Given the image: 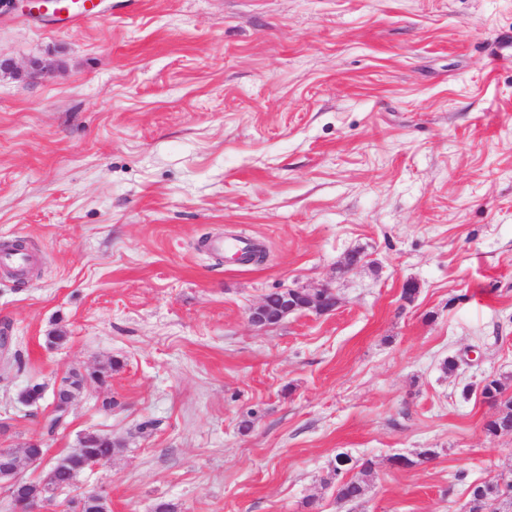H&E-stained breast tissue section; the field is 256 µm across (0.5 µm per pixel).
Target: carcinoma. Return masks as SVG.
<instances>
[{
    "instance_id": "obj_1",
    "label": "carcinoma",
    "mask_w": 512,
    "mask_h": 512,
    "mask_svg": "<svg viewBox=\"0 0 512 512\" xmlns=\"http://www.w3.org/2000/svg\"><path fill=\"white\" fill-rule=\"evenodd\" d=\"M105 373L92 371L86 374H69L73 392L80 391L90 380H103ZM481 395L485 401L496 407V413L485 423V432L490 436L498 434L504 423L512 424V396L505 395V386L499 379H492L482 386ZM69 406L60 402L53 408V413L46 422V429L53 432L68 423ZM116 451L112 439L97 433H87L80 439V450L63 458V464L52 470L51 474L40 481L22 480L13 486L14 475L8 471L0 474V481L14 488L11 500L20 512L37 501L42 500L49 492L69 486L76 473L87 467L92 459L110 460ZM350 467L345 466L335 472L336 498L345 502H356L365 493V481L348 476ZM493 497L504 499L506 505L512 507V484L502 488L498 481L489 479L470 486L469 512H485L487 500Z\"/></svg>"
}]
</instances>
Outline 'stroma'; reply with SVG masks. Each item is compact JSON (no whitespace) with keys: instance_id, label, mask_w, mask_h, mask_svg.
I'll return each mask as SVG.
<instances>
[{"instance_id":"35a3bbf8","label":"stroma","mask_w":512,"mask_h":512,"mask_svg":"<svg viewBox=\"0 0 512 512\" xmlns=\"http://www.w3.org/2000/svg\"><path fill=\"white\" fill-rule=\"evenodd\" d=\"M0 57V243L38 258L0 271V448L118 446L45 512H467L471 483L512 480L480 390L512 394V0L1 6ZM321 286L332 313L247 321ZM74 368L107 375L47 434ZM340 455L373 462L359 501ZM57 6L73 22L94 18L99 13V2L94 0H58ZM345 457V465L339 470L336 469L334 475L336 480V497L340 501L345 502H356L362 499L365 493V481L360 478L347 477L348 471L350 470L349 461L350 459Z\"/></svg>"}]
</instances>
